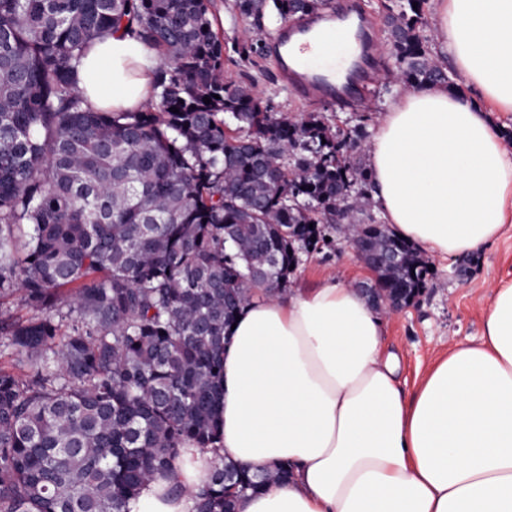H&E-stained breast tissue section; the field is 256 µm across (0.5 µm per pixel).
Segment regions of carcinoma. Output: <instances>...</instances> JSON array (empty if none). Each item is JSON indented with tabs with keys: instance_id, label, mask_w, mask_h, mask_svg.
Instances as JSON below:
<instances>
[{
	"instance_id": "obj_1",
	"label": "carcinoma",
	"mask_w": 512,
	"mask_h": 512,
	"mask_svg": "<svg viewBox=\"0 0 512 512\" xmlns=\"http://www.w3.org/2000/svg\"><path fill=\"white\" fill-rule=\"evenodd\" d=\"M426 4L385 6L399 78L452 91ZM326 6L234 0L257 33ZM120 30L157 51L158 104L99 111L81 64ZM365 138L224 83L208 0H0V298L35 312L0 321V512H131L186 443L210 447L227 331L327 244L325 225L355 226L372 305L423 291L418 250L365 215L372 172L348 155ZM290 475L217 465L192 512H238Z\"/></svg>"
}]
</instances>
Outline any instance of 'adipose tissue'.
I'll list each match as a JSON object with an SVG mask.
<instances>
[{"mask_svg": "<svg viewBox=\"0 0 512 512\" xmlns=\"http://www.w3.org/2000/svg\"><path fill=\"white\" fill-rule=\"evenodd\" d=\"M438 26L480 100L414 90L391 105L370 161L387 222L452 257L512 222V153L490 118L512 112V0H439ZM156 66V50L115 33L84 58L83 95L134 111ZM223 388L215 446L184 445L131 512H191L214 465L282 462L292 479L240 512H512V283L496 289L480 342L438 359L412 397L377 312L336 282L246 306L227 333Z\"/></svg>", "mask_w": 512, "mask_h": 512, "instance_id": "1", "label": "adipose tissue"}]
</instances>
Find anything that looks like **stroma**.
<instances>
[{
  "instance_id": "35a3bbf8",
  "label": "stroma",
  "mask_w": 512,
  "mask_h": 512,
  "mask_svg": "<svg viewBox=\"0 0 512 512\" xmlns=\"http://www.w3.org/2000/svg\"><path fill=\"white\" fill-rule=\"evenodd\" d=\"M363 10L375 24L373 37L380 50L382 78L370 84L366 106L342 109L324 97H299L287 84L272 59H241L237 49L245 22L233 7V0H211L213 28L224 43V79L247 83L274 112L300 118L316 112L328 125L351 128L365 124L364 150H371L384 115L397 99L409 94L398 77L390 56L387 36L378 12V0H360ZM332 246L302 254L291 274L288 290L309 288L325 278L354 288L372 284L376 275L347 246L345 236L332 231ZM429 274L423 293L401 310H381L383 342L400 356L399 381L405 396H412L423 375L440 357L461 342H479L483 320L495 288L512 282V223L491 244L459 257L425 254Z\"/></svg>"
}]
</instances>
